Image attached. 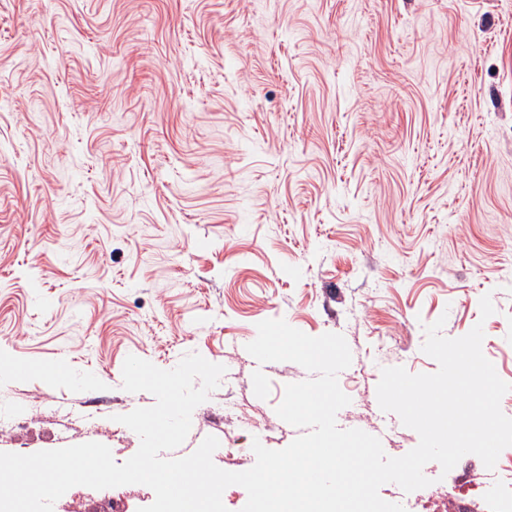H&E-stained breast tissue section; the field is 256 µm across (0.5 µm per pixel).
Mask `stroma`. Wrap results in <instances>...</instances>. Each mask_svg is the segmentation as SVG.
<instances>
[{
    "instance_id": "35a3bbf8",
    "label": "stroma",
    "mask_w": 512,
    "mask_h": 512,
    "mask_svg": "<svg viewBox=\"0 0 512 512\" xmlns=\"http://www.w3.org/2000/svg\"><path fill=\"white\" fill-rule=\"evenodd\" d=\"M0 452L138 450L117 417L128 355L190 352L227 382L173 457L206 436L250 469L301 436L276 409L293 362L246 346L282 319L342 334L337 424L386 455L418 434L382 416L386 367L437 371L424 328L512 384V0H0ZM491 295L495 312L480 316ZM512 455L427 478L471 512Z\"/></svg>"
}]
</instances>
